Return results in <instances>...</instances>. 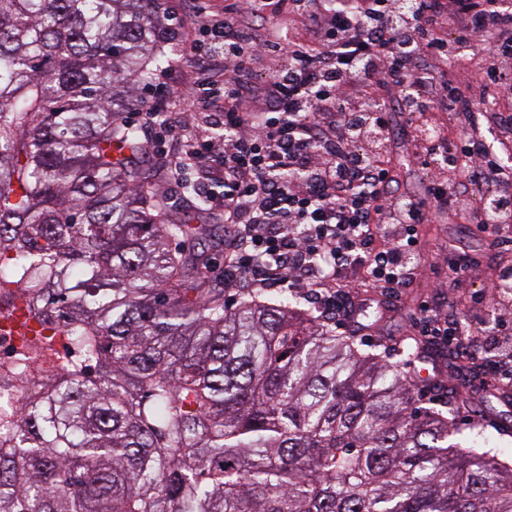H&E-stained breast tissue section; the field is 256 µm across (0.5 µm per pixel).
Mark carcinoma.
<instances>
[{"label":"carcinoma","mask_w":512,"mask_h":512,"mask_svg":"<svg viewBox=\"0 0 512 512\" xmlns=\"http://www.w3.org/2000/svg\"><path fill=\"white\" fill-rule=\"evenodd\" d=\"M155 0H0V279L82 358L0 421V512H512V458L294 296L224 279L122 118ZM180 242V248L171 244Z\"/></svg>","instance_id":"1"}]
</instances>
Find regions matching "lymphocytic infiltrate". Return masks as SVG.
<instances>
[{"instance_id": "1", "label": "lymphocytic infiltrate", "mask_w": 512, "mask_h": 512, "mask_svg": "<svg viewBox=\"0 0 512 512\" xmlns=\"http://www.w3.org/2000/svg\"><path fill=\"white\" fill-rule=\"evenodd\" d=\"M270 14L305 21V37L267 32ZM456 20L454 41L440 37ZM489 32L493 58L482 91L512 90V10L501 0H231L201 24H169L167 44L198 60L221 59L223 81L197 80L179 94L189 111L207 110L216 133L189 142L188 163L214 165L223 191L211 201L233 227L228 249L234 285L270 279L344 306L335 281L363 268L375 288H404L419 268L420 229L431 212L459 208L469 192L485 202L478 230L505 239L512 222V138L490 145L477 94L443 81L441 66L470 33ZM282 65L262 92L251 60ZM400 88L418 112L434 107L464 116L447 165L436 145L409 139V157L426 170V198L404 197L383 160L393 113L375 93Z\"/></svg>"}]
</instances>
